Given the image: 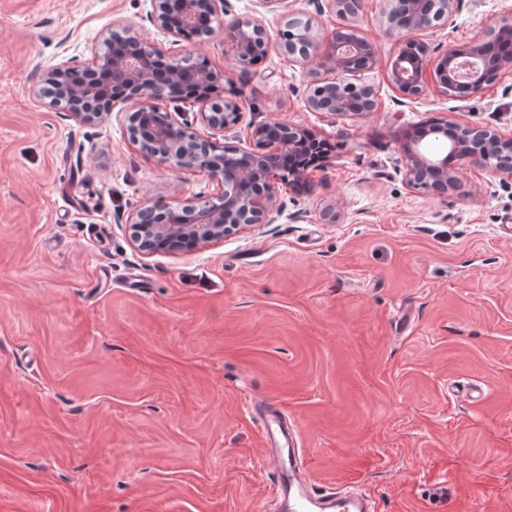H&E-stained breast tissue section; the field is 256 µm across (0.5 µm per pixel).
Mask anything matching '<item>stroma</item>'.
Segmentation results:
<instances>
[{
	"label": "stroma",
	"instance_id": "obj_1",
	"mask_svg": "<svg viewBox=\"0 0 512 512\" xmlns=\"http://www.w3.org/2000/svg\"><path fill=\"white\" fill-rule=\"evenodd\" d=\"M292 7L374 43L357 79L375 111L307 110L310 72L335 75L326 50L273 48L243 75L223 32L171 42L149 0H0V512H261L260 399L297 424L318 484L358 481L379 512H512V178L464 161L436 196L406 183L401 149L433 118L512 136V65L452 98L431 69L417 97L388 80L405 43L470 47L512 24V0H454L448 24L397 33L390 0L352 19ZM127 24L227 71L225 146L253 148L265 120L332 144L279 183L273 223L192 252L133 246L136 208L220 185L142 153L122 116L32 93Z\"/></svg>",
	"mask_w": 512,
	"mask_h": 512
}]
</instances>
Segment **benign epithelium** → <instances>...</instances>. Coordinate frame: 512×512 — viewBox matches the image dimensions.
Returning <instances> with one entry per match:
<instances>
[{
	"mask_svg": "<svg viewBox=\"0 0 512 512\" xmlns=\"http://www.w3.org/2000/svg\"><path fill=\"white\" fill-rule=\"evenodd\" d=\"M426 0H393V8L403 5L411 19L407 28L427 29L448 20L453 0H434L436 11H425ZM356 0H316L317 12L328 6L339 13H353ZM148 20L174 42L210 38L215 25L224 23L227 0H150ZM288 25L296 36L290 40H272L260 18L236 20L224 27V42L231 49L234 65L248 72L257 56L267 54L271 45L290 58L308 60L318 54L321 37L312 16L289 17ZM484 36L472 45L469 58L458 60L453 50L444 52L435 72L444 76V88L450 87V73H458L474 92L482 90L488 76L496 74L502 61L480 53ZM336 78L311 80L306 104L313 112L331 116L358 115L377 107V91L371 84H357L348 77L375 67L376 50L371 41L351 27L340 30L330 43ZM95 60L80 65L68 58L53 66L34 89L38 97L50 99V105L91 120L107 115L119 105H130L125 112L128 139L139 149L171 169L199 168L220 183L223 190L213 197L194 202L149 204L135 209L128 218L131 241L140 252L151 255L156 244L168 251L199 249L244 230L271 224L277 212V186L283 168L290 163L294 143L316 137L302 126L268 120L252 125L255 148L237 150L224 146L217 136L226 127L225 113L238 112L235 104L216 106L204 89L224 81L222 69L198 68L190 58H169L163 64L164 51L150 45L135 30L127 28L120 42L106 35L94 49ZM426 68L421 59L410 57L408 48L396 55L388 79L409 96L426 89ZM173 104L168 110L158 101ZM205 106L201 122L210 130L202 136L185 119L184 103ZM405 157L404 177L415 189L434 195L445 194L456 179L448 169V156L473 160L493 173L512 177V137L495 130L463 125L453 119L432 126L402 145Z\"/></svg>",
	"mask_w": 512,
	"mask_h": 512,
	"instance_id": "1",
	"label": "benign epithelium"
}]
</instances>
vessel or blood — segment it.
<instances>
[{
	"label": "vessel or blood",
	"instance_id": "1",
	"mask_svg": "<svg viewBox=\"0 0 512 512\" xmlns=\"http://www.w3.org/2000/svg\"><path fill=\"white\" fill-rule=\"evenodd\" d=\"M262 409L265 453L286 512H375L376 502L365 492L344 485L316 488L296 446L293 427L272 404H263Z\"/></svg>",
	"mask_w": 512,
	"mask_h": 512
}]
</instances>
